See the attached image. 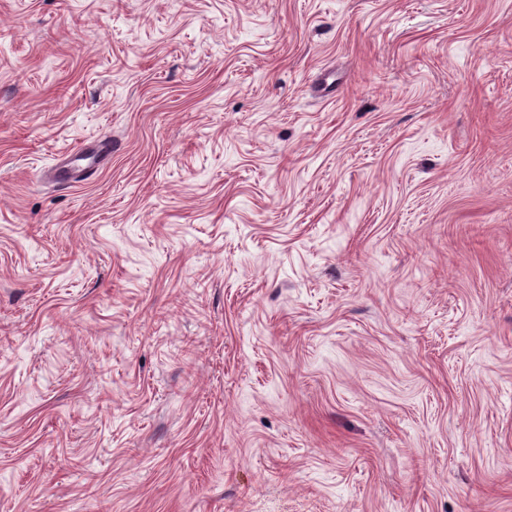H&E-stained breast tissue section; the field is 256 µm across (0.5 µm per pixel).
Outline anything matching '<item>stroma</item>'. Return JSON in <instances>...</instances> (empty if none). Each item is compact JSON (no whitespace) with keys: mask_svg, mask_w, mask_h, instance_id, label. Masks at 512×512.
Here are the masks:
<instances>
[{"mask_svg":"<svg viewBox=\"0 0 512 512\" xmlns=\"http://www.w3.org/2000/svg\"><path fill=\"white\" fill-rule=\"evenodd\" d=\"M0 512H512V0H0Z\"/></svg>","mask_w":512,"mask_h":512,"instance_id":"35a3bbf8","label":"stroma"}]
</instances>
